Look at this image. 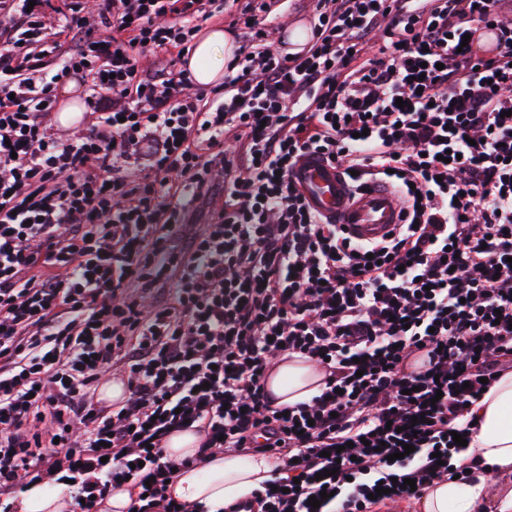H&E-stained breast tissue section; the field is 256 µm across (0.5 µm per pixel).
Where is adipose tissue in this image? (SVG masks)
I'll use <instances>...</instances> for the list:
<instances>
[{
	"label": "adipose tissue",
	"mask_w": 512,
	"mask_h": 512,
	"mask_svg": "<svg viewBox=\"0 0 512 512\" xmlns=\"http://www.w3.org/2000/svg\"><path fill=\"white\" fill-rule=\"evenodd\" d=\"M235 54V44L223 28L211 27L195 41L187 67L201 86L220 82ZM320 373L298 359L279 362L266 381L269 393L280 404L309 400L319 389ZM475 431L468 448L457 459L471 467L469 480L436 481L424 494L421 512H512V372L502 374L470 410ZM270 464L261 455L241 457L218 453L204 468L186 467L172 485L180 500L206 506L208 512H226L250 496L270 475ZM501 477L494 494H487L488 475ZM70 494L65 485L31 484L13 502L16 512H69Z\"/></svg>",
	"instance_id": "adipose-tissue-1"
}]
</instances>
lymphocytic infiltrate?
<instances>
[{
	"mask_svg": "<svg viewBox=\"0 0 512 512\" xmlns=\"http://www.w3.org/2000/svg\"><path fill=\"white\" fill-rule=\"evenodd\" d=\"M500 2L317 0L310 46L288 54L269 47L272 0H243L246 48L207 101L177 62L223 0H103L92 26L80 0H0L16 32L0 45V497L65 480L71 512L115 489L131 512H205L171 493L165 442L187 429L191 464L271 461L231 512H328L309 503L326 489L329 512H371L378 488L396 503L454 475L470 404L512 370ZM480 23L500 33L495 56L463 42ZM35 46L59 54L52 75L32 76ZM74 76L97 123L64 143L43 118ZM309 152L354 187L390 183L404 223L366 244L327 223L291 177ZM217 193L214 221L189 224ZM280 357L317 365L310 400L268 394ZM109 369L116 403L96 397Z\"/></svg>",
	"mask_w": 512,
	"mask_h": 512,
	"instance_id": "obj_1",
	"label": "lymphocytic infiltrate"
}]
</instances>
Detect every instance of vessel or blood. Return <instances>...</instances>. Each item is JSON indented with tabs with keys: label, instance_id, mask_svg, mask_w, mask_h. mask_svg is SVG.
<instances>
[{
	"label": "vessel or blood",
	"instance_id": "obj_1",
	"mask_svg": "<svg viewBox=\"0 0 512 512\" xmlns=\"http://www.w3.org/2000/svg\"><path fill=\"white\" fill-rule=\"evenodd\" d=\"M292 178L320 215L358 240L384 237L402 221L399 195L389 184L355 191L339 167L309 155L297 162Z\"/></svg>",
	"mask_w": 512,
	"mask_h": 512
}]
</instances>
